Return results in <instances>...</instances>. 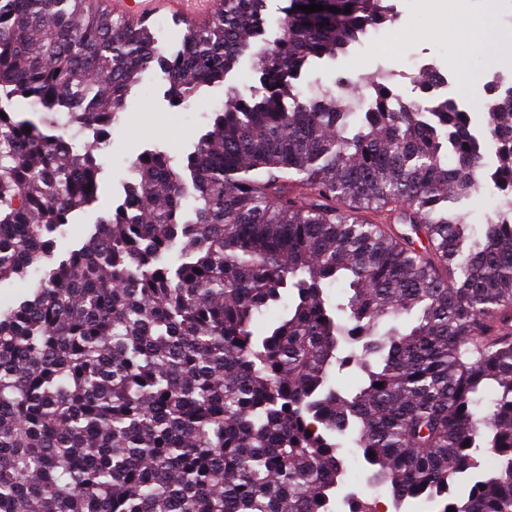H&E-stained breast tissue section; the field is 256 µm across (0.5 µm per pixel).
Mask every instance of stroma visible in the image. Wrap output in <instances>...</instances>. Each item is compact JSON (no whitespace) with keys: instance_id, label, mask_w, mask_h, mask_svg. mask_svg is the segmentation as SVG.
Wrapping results in <instances>:
<instances>
[{"instance_id":"1","label":"stroma","mask_w":512,"mask_h":512,"mask_svg":"<svg viewBox=\"0 0 512 512\" xmlns=\"http://www.w3.org/2000/svg\"><path fill=\"white\" fill-rule=\"evenodd\" d=\"M390 2L398 16L394 25L381 29L377 36H365L348 54L312 61L303 69L297 87L308 96L329 88L346 100L364 93L367 82L384 74L396 93L410 98L416 94L412 74L421 62L433 61L456 75L453 98L470 112L475 127L483 128L493 98L489 78L500 71L512 72V38L503 35L512 28V0H468L462 11L452 9L449 0ZM484 13L490 19L487 37L469 44L470 22ZM260 77L257 59L246 55L223 84L202 88L189 104L174 105L165 96L167 83L161 72L148 75L128 95L108 145L97 153L102 168L97 202L71 214L57 235L58 250L81 246L98 219L120 203L132 177L130 163L138 154L160 149L179 158L192 151L211 113L223 106L227 87L245 94L258 85ZM343 454L347 487L378 501L382 512H438V503L421 500L395 506L385 489L367 484L364 470L354 462V449L344 448Z\"/></svg>"}]
</instances>
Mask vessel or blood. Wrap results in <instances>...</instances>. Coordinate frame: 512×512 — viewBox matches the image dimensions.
<instances>
[{
    "mask_svg": "<svg viewBox=\"0 0 512 512\" xmlns=\"http://www.w3.org/2000/svg\"><path fill=\"white\" fill-rule=\"evenodd\" d=\"M103 9L133 23L171 16L191 24L208 22L219 9V0H101Z\"/></svg>",
    "mask_w": 512,
    "mask_h": 512,
    "instance_id": "obj_1",
    "label": "vessel or blood"
}]
</instances>
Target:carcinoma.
Listing matches in <instances>:
<instances>
[{"mask_svg": "<svg viewBox=\"0 0 512 512\" xmlns=\"http://www.w3.org/2000/svg\"><path fill=\"white\" fill-rule=\"evenodd\" d=\"M266 3L222 0L170 53L89 0H0V284L38 275L0 311V512H333L345 440L398 505L512 512V339L491 332L512 310V98L478 131L427 75L407 101L371 83L362 112L306 97L303 68L392 7L290 0L285 34L252 41ZM247 54L260 86L182 161L138 155L56 252L143 74L180 105ZM64 123L93 140L72 151ZM490 184L509 213L477 238L464 204Z\"/></svg>", "mask_w": 512, "mask_h": 512, "instance_id": "cac0c4a2", "label": "carcinoma"}]
</instances>
